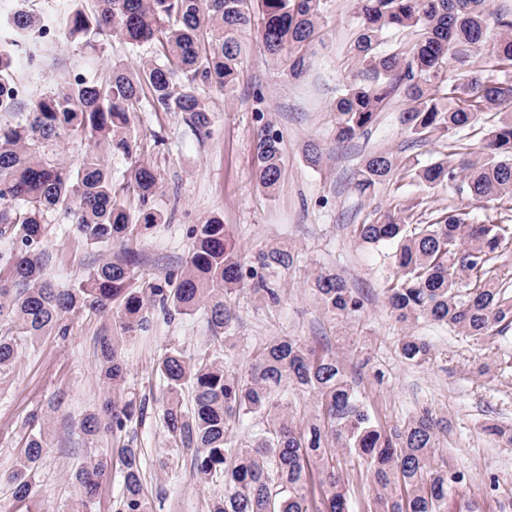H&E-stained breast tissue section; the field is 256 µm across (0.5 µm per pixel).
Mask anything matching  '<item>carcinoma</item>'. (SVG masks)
Instances as JSON below:
<instances>
[{
    "label": "carcinoma",
    "instance_id": "carcinoma-1",
    "mask_svg": "<svg viewBox=\"0 0 512 512\" xmlns=\"http://www.w3.org/2000/svg\"><path fill=\"white\" fill-rule=\"evenodd\" d=\"M69 0L59 35L92 52L112 39L152 56L136 69L115 62L104 74L77 75L50 93L20 101L14 76L21 55L35 59L27 33L41 27L36 10L17 11L0 35V374L11 371L23 346L56 333L64 336L71 317L107 315L112 333L99 339V373L107 388L99 407L79 423L88 439L135 432L146 400L124 385V341L147 328L150 308L189 314L204 308L215 338L231 339L236 320L231 296L250 288L278 300L262 270L294 263L282 246L246 261L224 221L211 216L192 229L193 246L180 274L160 283L139 272L134 234L165 222L155 205V165L141 158L134 133L136 114L175 113L196 136L209 133L210 107L204 91L227 97L243 72L245 35L257 27L263 51L288 65L292 76L308 67L329 0ZM358 33L348 49L351 79L336 96V137L351 141L372 126L386 103L402 97L399 124L415 138L456 136L487 124L477 153L452 152L422 165L387 150L367 155L354 188L370 194L397 175L426 188L466 194L487 208L512 198V12L495 13L493 80L471 71L461 81L447 78L448 61L465 58L488 39V0H354ZM410 31L408 43L388 45L389 35ZM83 147L75 164L60 160L62 143ZM120 155L129 166L118 183L105 161ZM258 186L275 190L282 173L281 135L261 126L254 148ZM64 218L91 246L117 247L112 257L90 267L69 288L46 271L49 225ZM361 242L395 246V272L386 288L390 314L409 327L421 319L446 325L480 341L512 327V279L493 274L494 260L512 246V225L470 222L460 209L427 224L410 222L407 208L381 210L357 225ZM310 288L323 311L347 318L362 303L329 271L312 275ZM401 356L422 364L431 353L421 337L407 333ZM165 382L162 427L170 444L192 456L191 478L208 487L224 485L209 499L207 512H350L349 494L334 459L339 451L366 465L374 487L367 512H448V491L462 484V472L435 462L445 426L430 412L389 429L374 423L349 380L343 358L293 337H275L256 353L241 376L215 350L189 353L173 348L160 359ZM193 393L189 410L180 398ZM315 398L317 413L296 424L288 416V391ZM247 416L263 427L248 445L235 441ZM23 452L4 475L22 501L29 497L46 451V416L30 414ZM119 461L123 490L116 512H151L142 482L141 451L133 440L116 453L96 455L70 479L83 494L73 512H92L104 478Z\"/></svg>",
    "mask_w": 512,
    "mask_h": 512
}]
</instances>
